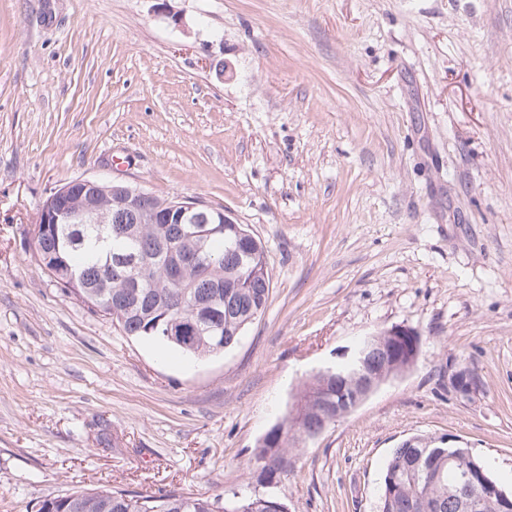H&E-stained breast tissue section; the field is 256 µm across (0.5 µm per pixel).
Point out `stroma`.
I'll use <instances>...</instances> for the list:
<instances>
[{
	"label": "stroma",
	"instance_id": "obj_1",
	"mask_svg": "<svg viewBox=\"0 0 512 512\" xmlns=\"http://www.w3.org/2000/svg\"><path fill=\"white\" fill-rule=\"evenodd\" d=\"M78 177L261 239L236 346L185 357L50 279L33 228ZM394 326L416 367L267 483L302 384ZM442 434L512 491V0H0V512L116 487L377 512L391 450ZM474 371L471 370L464 363H459L458 366L448 374V385L455 392L463 395H470L476 393L480 386L478 378L475 377Z\"/></svg>",
	"mask_w": 512,
	"mask_h": 512
}]
</instances>
